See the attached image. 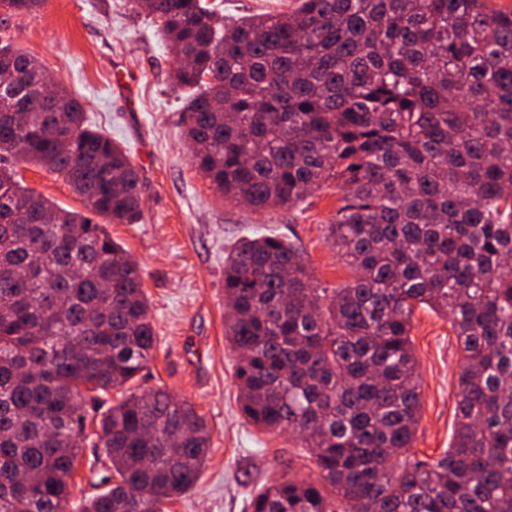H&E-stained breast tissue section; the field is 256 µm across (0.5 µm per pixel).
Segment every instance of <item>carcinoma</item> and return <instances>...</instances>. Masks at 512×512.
<instances>
[{
	"instance_id": "obj_1",
	"label": "carcinoma",
	"mask_w": 512,
	"mask_h": 512,
	"mask_svg": "<svg viewBox=\"0 0 512 512\" xmlns=\"http://www.w3.org/2000/svg\"><path fill=\"white\" fill-rule=\"evenodd\" d=\"M174 51L191 163L255 210L326 183L328 239L353 270L318 288L291 242L245 239L224 261V339L240 411L298 434L318 469L284 475L251 512H512V10L489 0H301L233 26L202 0H145ZM43 0H0L33 15ZM36 60L0 45V157L62 176L88 210L134 224L138 171L85 126ZM224 98L227 108L212 100ZM418 306L449 316L463 366L454 435L411 461L421 387ZM157 349L139 266L105 225L0 165V512H69L92 437L109 489L82 512H163L196 483L205 421L137 381Z\"/></svg>"
}]
</instances>
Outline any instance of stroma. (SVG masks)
I'll return each instance as SVG.
<instances>
[{
  "label": "stroma",
  "instance_id": "stroma-1",
  "mask_svg": "<svg viewBox=\"0 0 512 512\" xmlns=\"http://www.w3.org/2000/svg\"><path fill=\"white\" fill-rule=\"evenodd\" d=\"M301 0H224L232 24L260 14L292 13ZM159 21L132 0H45L38 15H13L0 41L35 58L84 106L87 125L127 148L142 181L134 224H108L113 240L141 269L158 346L138 377L142 390L167 389L187 400L210 428V450L194 488L165 512H249L252 495L290 472L314 477L316 466L288 431L247 423L238 404L239 359L224 340V260L242 239L293 241L320 288H339L352 272L326 228L342 204L323 186L295 207L256 211L216 192L192 166L183 137L191 90L176 79L178 61L158 32ZM23 187L58 206L86 213L83 199L58 174L20 162ZM411 339L422 408L410 457L435 458L451 441L462 356L448 317L419 307ZM85 444L74 473L72 502L104 492Z\"/></svg>",
  "mask_w": 512,
  "mask_h": 512
}]
</instances>
